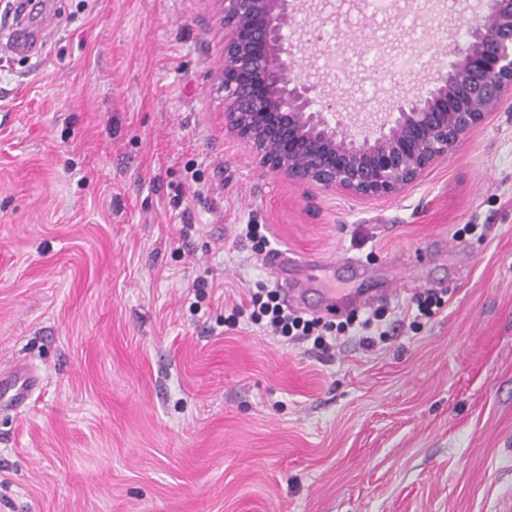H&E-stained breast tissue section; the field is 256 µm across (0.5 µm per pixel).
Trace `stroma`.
Here are the masks:
<instances>
[{"mask_svg": "<svg viewBox=\"0 0 512 512\" xmlns=\"http://www.w3.org/2000/svg\"><path fill=\"white\" fill-rule=\"evenodd\" d=\"M0 56V512H495L512 497V97L402 195L306 193L224 134L211 0H32ZM299 15L325 101L426 79L475 0ZM261 224L268 251L238 234ZM478 225L475 233L466 232ZM361 259L385 340L326 355L238 316L267 252ZM444 306L413 326L414 296ZM5 28H8L10 33L7 41L1 43V47L5 53L11 54L23 50L40 52L50 34L44 32L40 35H35L19 28L16 23L5 26L4 29ZM30 380H24L20 383L15 376L2 378L0 383V393L4 397H8L9 401H13L15 405L22 403L31 388ZM13 392L12 394H10Z\"/></svg>", "mask_w": 512, "mask_h": 512, "instance_id": "obj_1", "label": "stroma"}]
</instances>
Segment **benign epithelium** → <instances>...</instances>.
I'll list each match as a JSON object with an SVG mask.
<instances>
[{
  "label": "benign epithelium",
  "instance_id": "1",
  "mask_svg": "<svg viewBox=\"0 0 512 512\" xmlns=\"http://www.w3.org/2000/svg\"><path fill=\"white\" fill-rule=\"evenodd\" d=\"M224 31V130L288 182L357 199L403 194L512 94V0H484L427 85L377 102L364 126L296 71L298 0H212Z\"/></svg>",
  "mask_w": 512,
  "mask_h": 512
}]
</instances>
